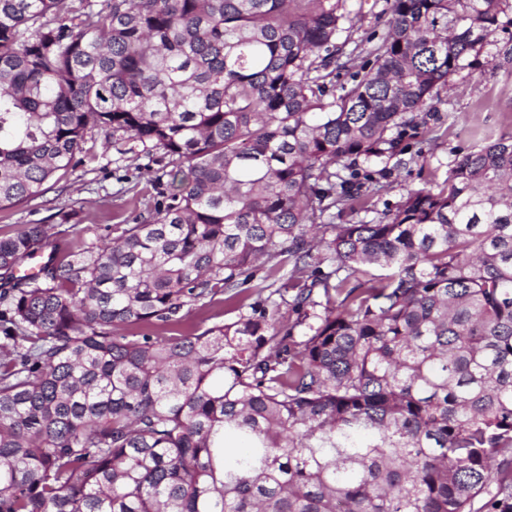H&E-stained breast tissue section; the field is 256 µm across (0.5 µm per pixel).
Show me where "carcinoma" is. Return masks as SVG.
I'll use <instances>...</instances> for the list:
<instances>
[{
  "label": "carcinoma",
  "mask_w": 512,
  "mask_h": 512,
  "mask_svg": "<svg viewBox=\"0 0 512 512\" xmlns=\"http://www.w3.org/2000/svg\"><path fill=\"white\" fill-rule=\"evenodd\" d=\"M77 2L0 0V207L95 129L172 168L0 236V512H512V135L360 217L512 0ZM357 1H362L363 9L355 24L354 38L360 40L374 32L380 34L386 28L391 17L387 0ZM225 298L226 295L218 294L205 306L193 310L178 330L183 333H200L216 322L234 319L235 313L227 311Z\"/></svg>",
  "instance_id": "1"
}]
</instances>
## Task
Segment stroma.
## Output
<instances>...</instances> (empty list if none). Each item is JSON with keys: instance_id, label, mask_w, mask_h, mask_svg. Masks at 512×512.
Segmentation results:
<instances>
[{"instance_id": "1", "label": "stroma", "mask_w": 512, "mask_h": 512, "mask_svg": "<svg viewBox=\"0 0 512 512\" xmlns=\"http://www.w3.org/2000/svg\"><path fill=\"white\" fill-rule=\"evenodd\" d=\"M507 44L512 45V27L497 32L480 52L469 56L466 68L453 78L454 89L438 90L436 112L425 114L422 135L410 142L411 151L423 152L427 165L395 168L391 188L376 200V210L395 206L406 190L443 184L452 162L484 146L486 136L512 134V74L498 66V52ZM85 149L84 165L49 182L42 196L0 208V233L31 222L58 223L59 210L73 207L80 224L106 226L111 235H119L145 210L157 177L170 168L169 157L160 152L150 158L137 151L118 154L106 147L98 132Z\"/></svg>"}]
</instances>
